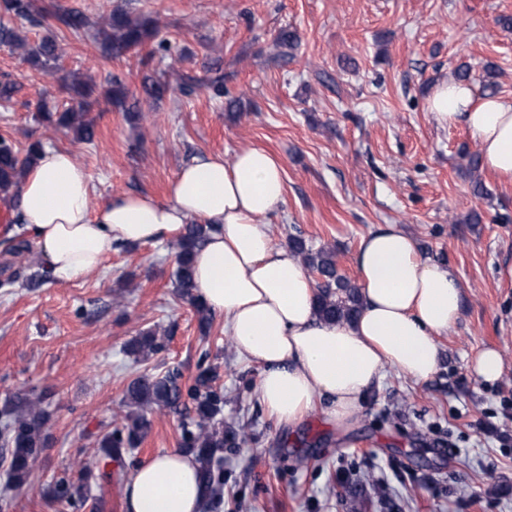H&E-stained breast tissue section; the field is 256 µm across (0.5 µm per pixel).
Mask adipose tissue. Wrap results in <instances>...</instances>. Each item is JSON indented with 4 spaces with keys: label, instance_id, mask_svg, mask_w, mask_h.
I'll return each mask as SVG.
<instances>
[{
    "label": "adipose tissue",
    "instance_id": "1",
    "mask_svg": "<svg viewBox=\"0 0 512 512\" xmlns=\"http://www.w3.org/2000/svg\"><path fill=\"white\" fill-rule=\"evenodd\" d=\"M427 109L444 127L464 124L489 170L512 175V98L479 97L463 82L437 83ZM90 184L70 152L43 148L14 191L18 221L56 276L93 272L114 250L181 234L212 231L196 254L197 297L224 314L236 350L262 367L258 393L267 412L294 426L315 397L331 402L348 427L358 401L392 367L426 380L441 358L436 338L460 316L462 288L453 271L423 259L397 230L364 236L356 267L363 305L349 323L320 322L314 289L295 255L275 247L267 220L284 203L280 161L260 148L232 161L204 153L180 169L166 199L125 193L89 208ZM128 512H199L193 458L180 450L143 462L126 486Z\"/></svg>",
    "mask_w": 512,
    "mask_h": 512
}]
</instances>
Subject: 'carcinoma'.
Wrapping results in <instances>:
<instances>
[{"label":"carcinoma","instance_id":"cac0c4a2","mask_svg":"<svg viewBox=\"0 0 512 512\" xmlns=\"http://www.w3.org/2000/svg\"><path fill=\"white\" fill-rule=\"evenodd\" d=\"M6 8L21 19H29L37 11L35 0H5ZM56 20L72 30L96 28L101 37L103 50L119 57L136 46H140L159 34L154 20H135L122 11L90 22L79 11H64ZM0 45L11 50H26L27 61L35 68L50 73L58 67L60 51L56 41L43 37L36 45L27 47V40L11 27H0ZM199 80L179 75L175 82L165 76L147 77L144 80L146 94L155 100L168 92L191 95ZM70 100L76 106L64 109L58 122L79 142H90L94 137L96 118L91 114L88 97L93 84L74 80L67 85ZM127 88L123 81L112 77L107 95L112 104L131 112L126 106ZM40 148L36 142L29 146L24 157H19L12 143L0 138V196L11 197L14 190L28 172ZM211 226L188 224L178 237L176 267L172 273L177 291L191 295L194 285V255L206 242ZM293 253L301 257L304 266L318 276L314 296L315 315L325 322L349 321L357 314L361 304L360 288L345 275L338 272L336 253L332 249L313 250L302 239L290 241ZM164 347L163 337L155 329H148L132 337L124 351L135 362L148 361ZM221 365L210 360L204 353L191 384L182 387L178 383L179 372L169 371L163 376L144 373L127 386L122 405L127 408L121 422L101 436L97 441L98 451L89 461H78L79 481L67 478L55 481L50 489L51 498L64 503L78 512L84 507L91 482L98 485L112 484V463L122 460L123 453L140 447L151 428L148 415L166 409L185 407L192 416L183 424L180 448L193 456L198 465V476L202 487V500L211 512H220L224 507V449L235 448L251 439L249 428L226 426L219 419L224 412V389L216 384ZM51 394L42 391L20 400L7 399L0 405V448L9 458L8 484L21 489L36 479V463L48 447V417L44 403Z\"/></svg>","mask_w":512,"mask_h":512}]
</instances>
